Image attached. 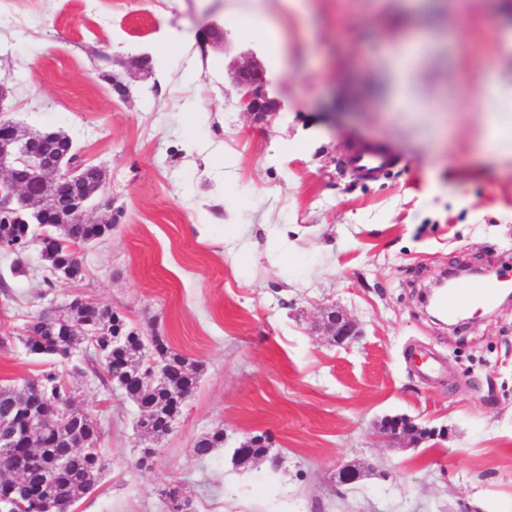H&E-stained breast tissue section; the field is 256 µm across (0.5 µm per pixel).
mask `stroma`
I'll return each instance as SVG.
<instances>
[{
  "instance_id": "obj_1",
  "label": "stroma",
  "mask_w": 512,
  "mask_h": 512,
  "mask_svg": "<svg viewBox=\"0 0 512 512\" xmlns=\"http://www.w3.org/2000/svg\"><path fill=\"white\" fill-rule=\"evenodd\" d=\"M231 5L0 0L11 118L65 132L101 167L86 219L112 218L66 285L48 287L38 250L0 252V384L56 369L98 424L106 468L69 512H164L172 483L194 512H512V307L452 329L419 302L458 266L512 276V160L478 149L480 97L512 84V0H313L306 15L269 0L284 69L263 31H237ZM173 29L187 41L171 49ZM411 41L422 112L397 111L387 64ZM143 54L145 81L132 67ZM246 58L283 104L269 121L236 106ZM364 143L388 150L389 170L345 169ZM77 296L198 364L166 435L139 431L84 346L68 363L27 352V323ZM331 306L357 323L353 340L325 335ZM397 415L445 435L386 442L377 428ZM218 428L223 447L198 457ZM261 433L278 470L234 465ZM145 448L157 454L142 466ZM347 462L364 475L341 485Z\"/></svg>"
}]
</instances>
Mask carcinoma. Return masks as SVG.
I'll return each instance as SVG.
<instances>
[{"label": "carcinoma", "instance_id": "cac0c4a2", "mask_svg": "<svg viewBox=\"0 0 512 512\" xmlns=\"http://www.w3.org/2000/svg\"><path fill=\"white\" fill-rule=\"evenodd\" d=\"M84 191L98 194L103 187L102 170L98 167L84 168ZM34 196L62 200L68 192L59 190L48 181L31 182L28 185ZM112 231L110 224L71 223L68 214L59 205L47 217L37 233H45L56 243L55 252L46 257L49 268L58 263H67L75 274L81 273L78 248ZM23 343L29 352L38 355L66 357L77 345L94 343L104 351L97 359L102 373L101 380L122 391L137 406L148 408L151 434L159 437L168 432L170 410L182 402L196 386L197 374L189 359L173 350L160 336H142L129 327L126 318L109 307H93L88 303L70 305L65 314L51 317L39 315L26 327ZM154 354L166 367L168 375L150 382L141 378L140 366L144 357ZM42 385L45 400L53 404L76 401V396L64 384L61 375L49 370L32 382L30 386ZM22 392L0 388V414L16 409ZM45 425L40 432L29 436L31 449L21 456L0 457V483H8L17 471L24 472L37 489H49L59 504V512L69 508L82 495L90 492L103 469L98 456L71 455L73 444L100 440L97 423L87 413L79 420L63 425L55 421L50 407L43 408ZM224 446V431L217 429L196 443L194 451L199 457H207L216 448ZM0 512H31L29 499L20 493L0 503Z\"/></svg>", "mask_w": 512, "mask_h": 512}]
</instances>
